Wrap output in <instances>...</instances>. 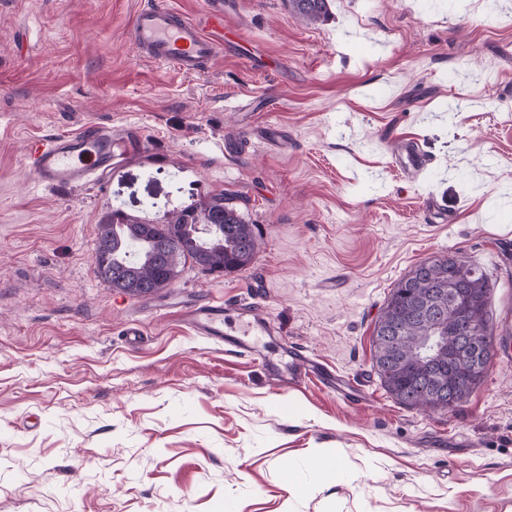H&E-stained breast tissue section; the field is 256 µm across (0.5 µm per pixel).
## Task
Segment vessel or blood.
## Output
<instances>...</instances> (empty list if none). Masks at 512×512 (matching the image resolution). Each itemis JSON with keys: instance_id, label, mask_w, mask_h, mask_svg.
<instances>
[{"instance_id": "b4317fda", "label": "vessel or blood", "mask_w": 512, "mask_h": 512, "mask_svg": "<svg viewBox=\"0 0 512 512\" xmlns=\"http://www.w3.org/2000/svg\"><path fill=\"white\" fill-rule=\"evenodd\" d=\"M225 0H206L205 15L187 17L180 10L152 0L141 8L131 26V39L141 57L168 65L182 74L193 75L208 68L224 50L219 34L224 30ZM126 151L124 141L98 125H89L75 134H57L39 140L31 149L32 170L36 180L48 187L76 188L97 181L113 159ZM94 164H86V157ZM241 312L223 305H202L185 313L184 322L194 331L218 338L234 329ZM290 379L298 382L314 376L333 384L331 374L302 351L290 352Z\"/></svg>"}]
</instances>
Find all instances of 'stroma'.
<instances>
[{
  "mask_svg": "<svg viewBox=\"0 0 512 512\" xmlns=\"http://www.w3.org/2000/svg\"><path fill=\"white\" fill-rule=\"evenodd\" d=\"M150 2L0 0V512H512V0H328L313 26L237 0L196 75L139 57ZM86 123L136 141L96 183L41 185L32 143ZM217 194L257 227L250 268L141 297L96 277L103 216ZM435 256L485 272L497 340L451 411L374 369L394 284ZM218 301L273 335L183 322ZM294 347L362 403L290 382Z\"/></svg>",
  "mask_w": 512,
  "mask_h": 512,
  "instance_id": "35a3bbf8",
  "label": "stroma"
}]
</instances>
